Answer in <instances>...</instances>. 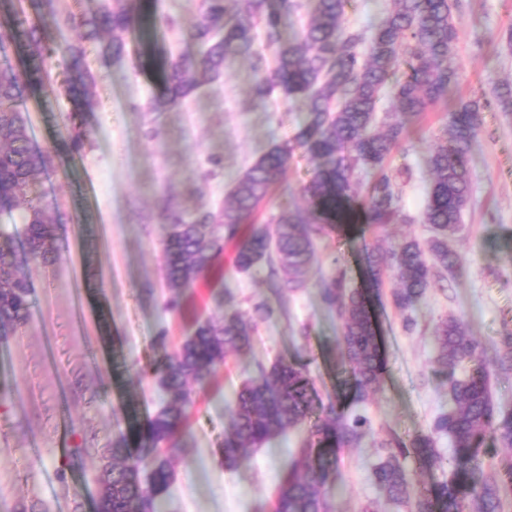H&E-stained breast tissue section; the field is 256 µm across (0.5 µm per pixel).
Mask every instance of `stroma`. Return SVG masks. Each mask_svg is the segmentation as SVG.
<instances>
[{
  "mask_svg": "<svg viewBox=\"0 0 512 512\" xmlns=\"http://www.w3.org/2000/svg\"><path fill=\"white\" fill-rule=\"evenodd\" d=\"M141 18L121 57L85 45V64L95 76L90 107L78 121L89 140L81 152L65 144L71 102L63 90L73 76L65 47L75 35L49 29L55 52L48 60L53 85L28 90L24 105L34 145L51 151L53 172L38 175L35 188L47 212L72 217L63 225L62 250L50 266L28 260L21 268L33 289L27 324L0 342V512L22 501H41L46 512H94L98 494L97 449L124 427L128 412L146 418L160 396L148 369L156 358L154 338L166 332L170 345L186 336L194 318L223 312L251 314L267 304L270 319L259 323L250 351L231 355L212 384L195 393L196 403L174 463L175 481L166 512H252L270 499L284 463L301 436L294 430L259 451L247 450L225 468V404L256 363L279 359L306 363L319 393L331 391L340 372L342 324L321 300L319 283L340 263L361 284L359 256L365 247L411 236L425 241L417 223L426 200L427 147L441 136L455 99L478 101L483 126L469 168L472 196L461 233L448 246L463 263L443 287L429 289L406 332L392 304L375 308L386 360L376 392L365 404L376 437L412 438L449 406L434 362L431 331L442 318L462 319L485 347L512 330V114L492 94L495 82L512 81V0H459L460 43L451 64L457 82L447 100L433 106L394 152L392 170L409 169L403 210L413 221L366 232L329 234L317 244V260L299 290L270 288L265 270L234 273L224 251L215 270L182 296L183 309L166 310L171 295L163 271L166 204L193 214L217 210L239 176L274 145L292 138L306 116L304 102L274 93L260 101L252 88L258 74L252 54L234 53L223 76L165 112L148 111L159 95L163 65L200 47L186 30L196 0H140ZM315 161L295 151L279 183L257 213L268 223L282 207L306 208L303 187ZM234 299L218 307L217 296ZM89 447L81 462L70 449ZM371 447L342 448L333 483L334 512H396L372 474Z\"/></svg>",
  "mask_w": 512,
  "mask_h": 512,
  "instance_id": "obj_1",
  "label": "stroma"
}]
</instances>
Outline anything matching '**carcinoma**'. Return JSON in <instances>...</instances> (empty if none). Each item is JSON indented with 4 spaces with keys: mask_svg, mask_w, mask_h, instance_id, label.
Returning a JSON list of instances; mask_svg holds the SVG:
<instances>
[{
    "mask_svg": "<svg viewBox=\"0 0 512 512\" xmlns=\"http://www.w3.org/2000/svg\"><path fill=\"white\" fill-rule=\"evenodd\" d=\"M349 0H314L311 19L299 38L284 40L283 17L301 7L299 0H280L270 9L266 0H200L197 20L189 37L204 47L198 56H181L163 68V91L148 111L178 107L205 84L224 73L227 53L252 48L256 23L264 40L274 48L275 65L255 56L253 68L262 73L253 94L265 100L275 91L301 97L307 116L293 139L272 147L233 184L229 201L218 212L195 215L171 209L163 217L169 232L163 243V265L170 288L177 291L167 307H180V293L208 271L217 253L232 245V266L246 273L265 264L276 288L295 291L305 287L306 274L316 259V242L342 224L380 228L406 223L401 210L402 187L389 159L415 121L429 107L448 96L456 71L448 65L460 40L455 16L457 0H392L372 35L343 26ZM9 20L0 24V51L22 36L26 42L23 66L0 67V340H6L29 318L33 286L19 273L24 254L45 263L60 251L61 225L68 215L58 209L48 220L35 177L54 167L49 151L32 145L25 89L51 86L46 60L55 49L46 41V28H69L77 39L66 47L76 69L69 87L75 110L79 95L95 80L81 67L83 42L112 35L105 49L114 56L126 50V35L135 28L138 13L133 0H112L89 13L60 15L53 0H10ZM392 109L377 121V106L384 96ZM383 131L377 132V125ZM449 134L428 150L430 174L426 202L419 215L434 235L423 244L414 237L379 245L364 252L363 262L371 288L383 285L382 269L396 271L398 285L391 292L393 306L403 315L405 331L417 327L414 311L427 291L452 275L462 262L448 249V238L463 224L471 195L469 157L481 131V106L462 101L448 112ZM88 133L74 125L68 147L82 150ZM320 160L304 192L307 210L284 207L274 218V230L240 225L255 213L280 180L296 149ZM373 174L364 190L354 181L356 170ZM321 280L322 301L342 321L339 349L350 378L340 392L316 401V390L301 365L279 360L270 367L256 366L254 375L226 402L227 423L221 451L224 464L234 466L241 452L258 449L285 431L312 421L309 435L282 470L273 503L257 512H329L330 471L336 450L361 448L372 438L377 461L372 476L385 499L407 504L412 512H500L501 495L512 490V460L496 471L484 465L487 441L512 450V407L496 404L490 379L498 371H512V332L500 337V347L485 357L482 344L456 317L439 320L432 331L435 363L446 376L451 405L430 423L427 431L404 442L395 436L373 438L368 418L353 411L367 402L379 383L386 363L374 320L369 289L352 288L338 261ZM287 277L278 279V273ZM272 310L259 303L252 314H226L220 320L198 323L173 350L166 337L157 338L162 350L157 369L161 400L144 420L131 421L106 448L97 449L99 496L96 512H162L174 481V457L181 451L177 434L194 405L191 385L211 382L228 356L252 347L257 323ZM474 367L463 377L455 370ZM446 436L451 453L445 458L436 448ZM413 456L428 470L448 469V478L412 495L403 460Z\"/></svg>",
    "mask_w": 512,
    "mask_h": 512,
    "instance_id": "1",
    "label": "carcinoma"
}]
</instances>
